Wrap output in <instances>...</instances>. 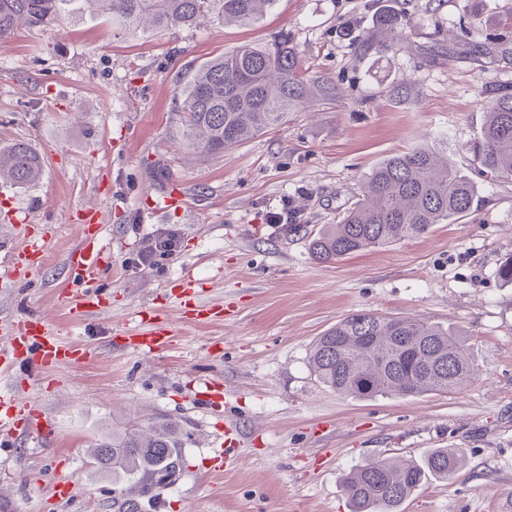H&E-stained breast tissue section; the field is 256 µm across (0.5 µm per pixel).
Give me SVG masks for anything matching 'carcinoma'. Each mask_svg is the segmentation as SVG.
Segmentation results:
<instances>
[{"instance_id":"carcinoma-1","label":"carcinoma","mask_w":512,"mask_h":512,"mask_svg":"<svg viewBox=\"0 0 512 512\" xmlns=\"http://www.w3.org/2000/svg\"><path fill=\"white\" fill-rule=\"evenodd\" d=\"M67 0H0V38L21 27L56 22ZM100 5L123 26L191 27L211 15L249 25L276 0H85ZM407 24L392 11L380 18L381 33L397 49ZM486 121L476 145L486 173L512 178V85L482 90ZM181 122L185 149L221 155L288 122V113L314 97L335 96V86L310 74L288 33L262 45H244L208 61L184 86ZM41 155L26 141L0 149V178L16 185L42 174ZM478 187L448 158L429 148L393 155L375 166L361 197L337 224L311 236L314 259L332 262L396 241L422 236L474 211ZM318 380L356 398L417 397L464 386L474 374L462 330L412 318L352 313L318 337L308 358ZM188 432L177 421H134L99 440L90 459L112 471V512H143L158 489L183 469ZM462 455L436 448L423 461L376 458L352 468L342 488L351 512H398L427 476L450 480Z\"/></svg>"}]
</instances>
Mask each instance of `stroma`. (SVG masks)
Returning <instances> with one entry per match:
<instances>
[{
	"label": "stroma",
	"instance_id": "stroma-1",
	"mask_svg": "<svg viewBox=\"0 0 512 512\" xmlns=\"http://www.w3.org/2000/svg\"><path fill=\"white\" fill-rule=\"evenodd\" d=\"M407 13L400 50L388 49L381 10ZM287 32L305 63L336 84L334 98L222 155L180 147L175 98L204 63ZM512 85V0H276L250 25L132 29L72 0L47 27L0 41V148L31 142L43 157L28 185L0 182L14 228L49 238L45 265L0 284V319L42 318L90 355L41 371L17 363L0 392L37 396L53 433L0 446L6 512H112V480L88 448L132 419L172 418L190 433L179 480L146 512H350L342 480L369 459H419L457 448L452 480L428 479L401 512H512V285L497 276L512 256V179L487 174L474 147L486 82ZM446 150L481 190L476 211L420 237L333 263L309 254L322 225L338 223L383 159L417 147ZM180 181L182 214L143 217L141 200ZM290 202L302 229L273 213ZM103 216L112 264L95 287L104 309L82 315L66 266L81 242L76 209ZM177 252L139 263L168 230ZM222 308L200 321L182 305ZM170 345L144 356L121 346L142 312ZM368 311L466 332L475 378L417 397L358 399L319 382L314 340ZM217 390L213 403L195 389ZM235 419L252 442L232 468L210 473L207 449ZM72 481V498L50 494Z\"/></svg>",
	"mask_w": 512,
	"mask_h": 512
}]
</instances>
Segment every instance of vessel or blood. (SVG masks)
<instances>
[{
  "label": "vessel or blood",
  "mask_w": 512,
  "mask_h": 512,
  "mask_svg": "<svg viewBox=\"0 0 512 512\" xmlns=\"http://www.w3.org/2000/svg\"><path fill=\"white\" fill-rule=\"evenodd\" d=\"M146 211H185L188 201L178 186H171L166 192L145 195L143 198ZM83 242L68 254L71 275L77 278L85 289L71 298L69 306L80 313L102 310L103 305L97 292L91 285L102 264L109 262L111 251L102 244L99 229L102 222L98 210L87 207L78 214ZM47 241L43 236L28 235L21 248L17 249L13 261L0 268V277L17 279L41 268L46 257ZM167 337L161 336L152 320L141 322L140 331L127 337V345L136 347L144 353L167 344ZM36 354L41 367H56L61 364L86 358L89 350L86 346L67 343L49 331L47 325L39 318L9 321L0 324V375L9 374L14 365L24 356ZM48 431V423L35 401L18 398L0 397V438L12 435H26L30 438L43 437ZM245 437L235 421L224 423V447L216 448L208 455L211 471L220 473L231 465L230 449L242 446Z\"/></svg>",
  "instance_id": "vessel-or-blood-1"
}]
</instances>
